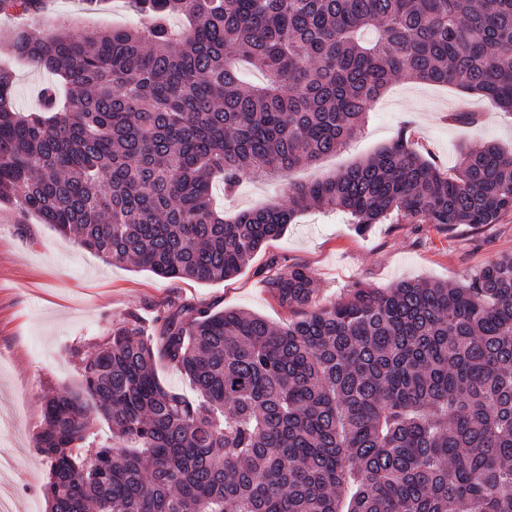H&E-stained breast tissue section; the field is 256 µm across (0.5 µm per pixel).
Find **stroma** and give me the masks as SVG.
Segmentation results:
<instances>
[{"label":"stroma","mask_w":512,"mask_h":512,"mask_svg":"<svg viewBox=\"0 0 512 512\" xmlns=\"http://www.w3.org/2000/svg\"><path fill=\"white\" fill-rule=\"evenodd\" d=\"M128 2L51 0L39 26L76 31L127 26L136 20ZM14 69L16 107L32 111L41 88L54 77L25 62ZM461 110L481 113V123L453 121V113ZM402 133L449 170L463 146L494 142L512 150V112L481 95L397 78L374 104L360 135L338 153L294 170L285 180L242 181L230 194L222 183H213L212 197L231 213L285 201L289 183L323 179L372 156ZM506 253H512V214L479 227L413 224L394 214L361 232L342 211L311 208L239 274L204 283L106 263L36 216L0 205V410L15 414L13 426H0V458L10 462L0 467V494L11 498L13 512H47L48 467L36 451L43 398L52 390L79 388L82 377L73 350L94 353L128 315L150 330L173 307L204 306L254 312L284 326L302 311L281 306L266 280L291 266H305L318 300L328 303L357 283L384 289L403 280L460 282Z\"/></svg>","instance_id":"obj_1"}]
</instances>
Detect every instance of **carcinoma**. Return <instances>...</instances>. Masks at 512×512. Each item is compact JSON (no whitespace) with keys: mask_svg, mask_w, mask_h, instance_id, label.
<instances>
[{"mask_svg":"<svg viewBox=\"0 0 512 512\" xmlns=\"http://www.w3.org/2000/svg\"><path fill=\"white\" fill-rule=\"evenodd\" d=\"M134 4L129 29L16 32L14 53L65 94L21 113L0 68V204L107 262L212 283L311 207L361 230L512 213V152L467 150L447 172L403 134L283 203L230 218L209 195L336 153L398 77L512 112V0ZM47 10L0 0V15ZM241 62L266 82L243 83ZM267 286L302 317L181 306L72 352L82 386L45 395L38 433L48 512H512V254L461 284L355 285L329 305L302 265ZM157 358L194 399L160 383Z\"/></svg>","mask_w":512,"mask_h":512,"instance_id":"cac0c4a2","label":"carcinoma"}]
</instances>
